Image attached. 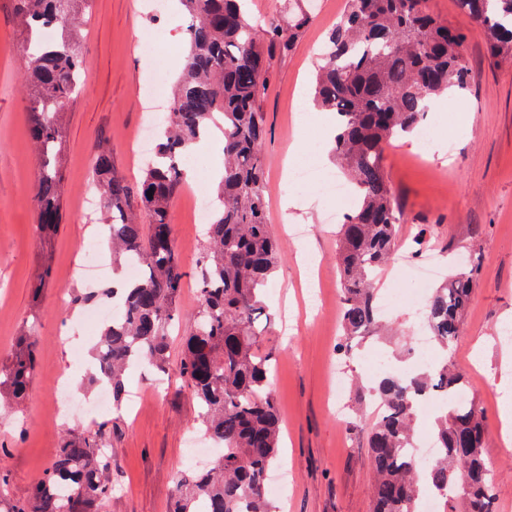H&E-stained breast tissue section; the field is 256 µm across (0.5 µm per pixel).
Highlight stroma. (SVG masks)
Segmentation results:
<instances>
[{
    "label": "stroma",
    "instance_id": "35a3bbf8",
    "mask_svg": "<svg viewBox=\"0 0 512 512\" xmlns=\"http://www.w3.org/2000/svg\"><path fill=\"white\" fill-rule=\"evenodd\" d=\"M147 0H91V16L82 32L84 93L63 117L64 147L57 157L62 175L61 224L50 242L36 235L31 200L39 157L29 138L21 93L22 67L10 0H0V362L15 352L27 324H36L37 372L19 409L0 412V481L12 499L26 498L49 467L67 429L54 413L56 383L70 379L87 390L89 364L77 363L75 346L90 349V336L66 333L71 317L62 295L81 287L73 267L84 259L95 228L80 214L84 189L92 176L95 146L108 141L116 170L129 182L139 178L141 163L132 156L134 136L145 119L143 86L155 59L154 49L168 48L166 80L159 97L171 104L174 82L184 55L183 26L172 14L157 16ZM346 0H252L261 24L287 25L297 13L311 22L291 47L270 61L261 101L267 136L263 146L268 220L282 259L267 287V321L261 339L275 357L270 388L284 426L275 469L287 488L275 498L278 512H370L374 472L367 445L370 411L354 415L380 373L376 355L396 357L414 335L413 309L406 296L418 283L409 275L384 271L377 282L382 294L397 291L386 317L395 333L367 341L340 354V274L336 265L339 226L329 213L345 205L314 186L288 185L285 159L295 140L313 144L321 137L326 113L300 109L310 99L320 49L344 13ZM144 41H136V33ZM471 70L467 89L440 98L425 120L435 130L428 153L418 136L389 144L385 165L404 215L397 228L400 254L413 263L436 256L452 270L458 253L480 266L464 330L451 359L464 373L468 391L484 410L483 456L495 475L494 512H512V452L499 439L500 397L512 386V340L501 329L512 325V66L493 64L479 26L466 29ZM175 243L188 276L179 298L180 327L169 338V359L179 364L184 340L200 305L197 261L206 227L193 223L189 192L170 209ZM303 228L295 236V228ZM317 269L321 300L307 312L306 264ZM51 279L40 308L32 306V285L42 267ZM346 392L335 396L336 379ZM132 405L101 416H88L84 427L113 418L112 496L106 512H170L179 472L186 468L188 441L200 437L199 409L178 382H159L149 367L127 375Z\"/></svg>",
    "mask_w": 512,
    "mask_h": 512
}]
</instances>
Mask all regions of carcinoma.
Returning <instances> with one entry per match:
<instances>
[{
    "label": "carcinoma",
    "instance_id": "carcinoma-1",
    "mask_svg": "<svg viewBox=\"0 0 512 512\" xmlns=\"http://www.w3.org/2000/svg\"><path fill=\"white\" fill-rule=\"evenodd\" d=\"M89 2L12 0L29 129L43 156L32 207L44 240L60 222L61 118L84 86L78 24ZM178 2L186 49L154 155L132 186L115 172L112 150L102 142L92 171L103 198L108 246L120 262L137 257L141 275L122 288L114 279L97 292L77 291L72 305L86 307L103 297L123 305V319L101 328L93 353V380L110 384L112 406L124 396L132 364L146 362L162 373L169 369L168 339L187 277L169 210L186 187L184 157L190 147L212 127L220 128L224 176L198 262L200 306L174 375L198 402L203 435L222 453L207 471L179 474L172 512H276L265 483L278 455L281 415L268 386L273 357L256 321L280 248L266 221L261 100L269 59L291 47L310 17L299 14L286 28L261 29L249 18L248 0ZM456 3L462 24L451 27L428 11L426 0H349L324 46L314 105L335 114L334 154L356 196L341 224L336 254L345 352L349 341L378 328L374 281L397 251L402 211L384 165L385 146L415 130L437 98L467 89L465 24L483 30L493 62H512V0ZM44 24L60 29V35L37 46ZM477 277V266L467 260L426 302L438 362L413 375L390 371L369 389L381 405L367 437L376 474L372 512H412L424 491L441 500L442 512H493L494 476L482 455L484 413L472 398L455 401L465 391V376L450 358ZM36 367L31 328L12 357L0 363V398L15 405L24 401ZM440 395L450 402L432 434L442 454L423 467L404 450L413 447L416 402ZM114 428L104 420L94 429L67 434L28 498L0 500V512H104L112 492Z\"/></svg>",
    "mask_w": 512,
    "mask_h": 512
}]
</instances>
